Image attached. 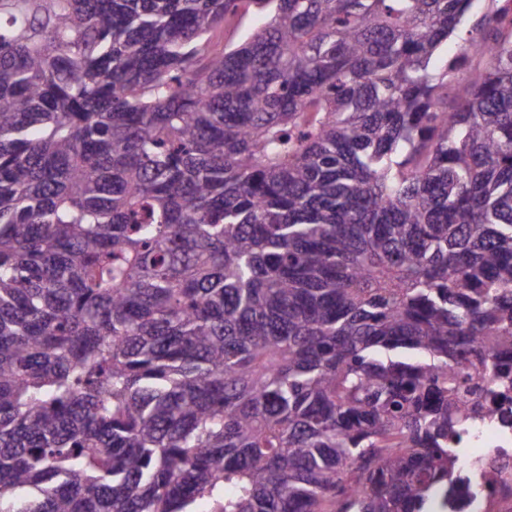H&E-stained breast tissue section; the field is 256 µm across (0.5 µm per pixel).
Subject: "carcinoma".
<instances>
[{
    "label": "carcinoma",
    "mask_w": 512,
    "mask_h": 512,
    "mask_svg": "<svg viewBox=\"0 0 512 512\" xmlns=\"http://www.w3.org/2000/svg\"><path fill=\"white\" fill-rule=\"evenodd\" d=\"M491 2L0 0V512H479L473 375L512 380Z\"/></svg>",
    "instance_id": "obj_1"
}]
</instances>
